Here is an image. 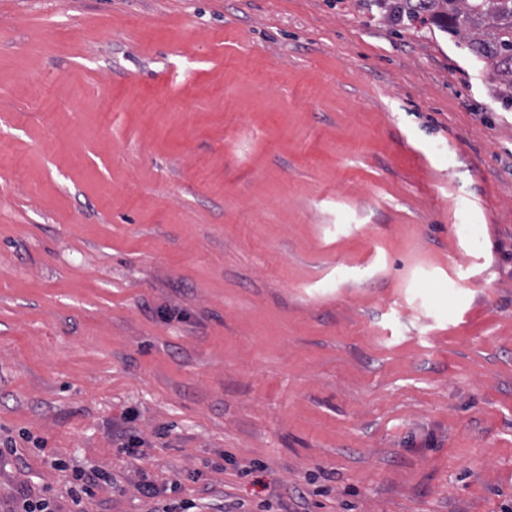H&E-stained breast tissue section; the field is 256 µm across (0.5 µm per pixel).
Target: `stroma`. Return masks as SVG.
Masks as SVG:
<instances>
[{
    "label": "stroma",
    "instance_id": "35a3bbf8",
    "mask_svg": "<svg viewBox=\"0 0 512 512\" xmlns=\"http://www.w3.org/2000/svg\"><path fill=\"white\" fill-rule=\"evenodd\" d=\"M500 87L379 0H0V508L512 512Z\"/></svg>",
    "mask_w": 512,
    "mask_h": 512
}]
</instances>
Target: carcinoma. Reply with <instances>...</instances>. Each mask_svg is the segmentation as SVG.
Segmentation results:
<instances>
[{"label":"carcinoma","mask_w":512,"mask_h":512,"mask_svg":"<svg viewBox=\"0 0 512 512\" xmlns=\"http://www.w3.org/2000/svg\"><path fill=\"white\" fill-rule=\"evenodd\" d=\"M408 19L425 15L439 27L464 33L465 48L491 67L512 101V0H403Z\"/></svg>","instance_id":"1"}]
</instances>
